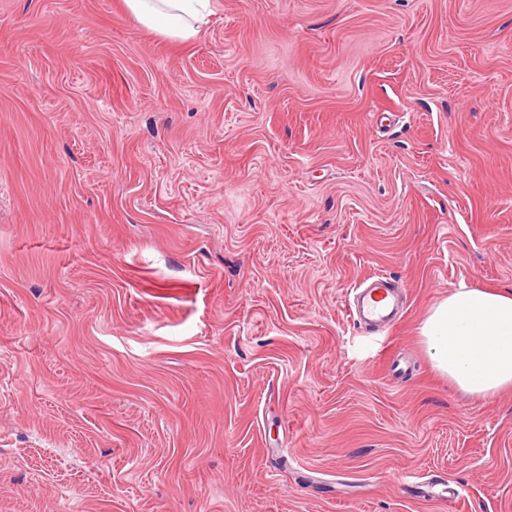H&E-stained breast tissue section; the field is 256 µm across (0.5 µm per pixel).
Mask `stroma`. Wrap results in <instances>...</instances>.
I'll return each mask as SVG.
<instances>
[{
  "mask_svg": "<svg viewBox=\"0 0 512 512\" xmlns=\"http://www.w3.org/2000/svg\"><path fill=\"white\" fill-rule=\"evenodd\" d=\"M211 2L0 0V512H512L419 334L512 290V0ZM124 3L146 29L182 41L195 38L212 12L210 0H124ZM391 277L378 274L357 283L348 299L349 313L359 323L391 326L403 311L399 288L389 280Z\"/></svg>",
  "mask_w": 512,
  "mask_h": 512,
  "instance_id": "stroma-1",
  "label": "stroma"
}]
</instances>
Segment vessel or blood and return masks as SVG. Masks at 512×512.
I'll list each match as a JSON object with an SVG mask.
<instances>
[{
  "label": "vessel or blood",
  "instance_id": "obj_1",
  "mask_svg": "<svg viewBox=\"0 0 512 512\" xmlns=\"http://www.w3.org/2000/svg\"><path fill=\"white\" fill-rule=\"evenodd\" d=\"M403 308L397 288L384 274L357 283L348 300V310L355 320L385 327L391 326L398 319Z\"/></svg>",
  "mask_w": 512,
  "mask_h": 512
}]
</instances>
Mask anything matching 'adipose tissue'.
I'll return each mask as SVG.
<instances>
[{"instance_id":"1","label":"adipose tissue","mask_w":512,"mask_h":512,"mask_svg":"<svg viewBox=\"0 0 512 512\" xmlns=\"http://www.w3.org/2000/svg\"><path fill=\"white\" fill-rule=\"evenodd\" d=\"M146 29L187 41L211 14L210 0H124ZM420 335L435 368L458 389L489 398L512 389V291L460 287L429 312Z\"/></svg>"}]
</instances>
